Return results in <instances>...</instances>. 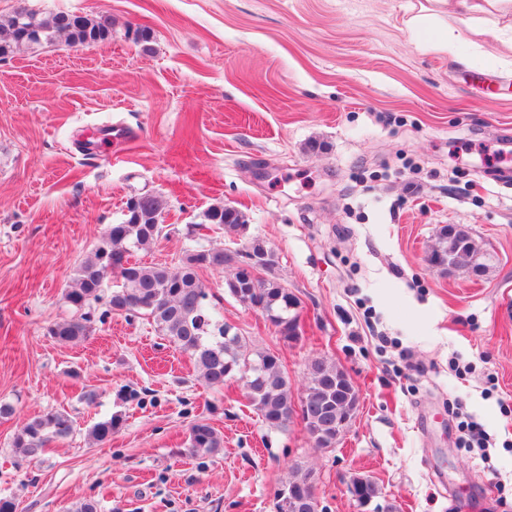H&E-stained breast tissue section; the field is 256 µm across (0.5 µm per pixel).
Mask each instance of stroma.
Returning a JSON list of instances; mask_svg holds the SVG:
<instances>
[{
    "label": "stroma",
    "mask_w": 512,
    "mask_h": 512,
    "mask_svg": "<svg viewBox=\"0 0 512 512\" xmlns=\"http://www.w3.org/2000/svg\"><path fill=\"white\" fill-rule=\"evenodd\" d=\"M429 0H0L112 18L104 43L65 37L0 56V496L18 512H275L276 490L311 471L319 512H364L347 482L374 481L392 512H512V55L440 14L455 40L410 24ZM105 125L126 139L101 153ZM168 202L166 235L136 251L179 265L187 249L232 246L204 221L245 213L246 238L279 257L301 335L201 272L225 322L278 354L294 398L315 357L352 379L359 407L335 448L300 420L271 428L242 382L205 385L150 319L107 312L69 345L64 292L105 228L143 193ZM470 228L491 254L481 275L432 269L439 230ZM462 402L490 459L459 444ZM52 410L70 438L26 459L17 429ZM122 418L111 441L94 424ZM224 446L185 454L191 424Z\"/></svg>",
    "instance_id": "stroma-1"
}]
</instances>
